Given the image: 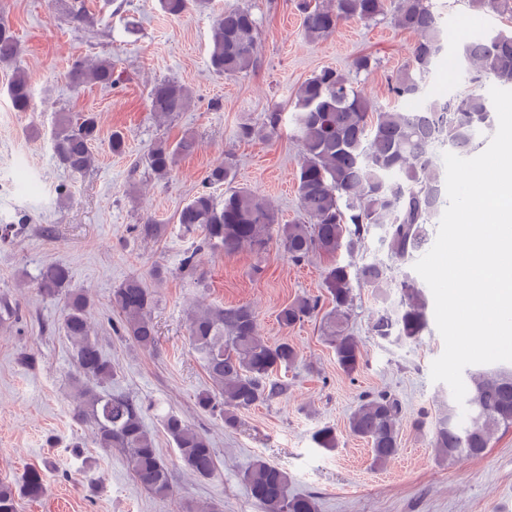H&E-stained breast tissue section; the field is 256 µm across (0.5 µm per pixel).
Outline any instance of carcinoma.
<instances>
[{
	"instance_id": "carcinoma-1",
	"label": "carcinoma",
	"mask_w": 512,
	"mask_h": 512,
	"mask_svg": "<svg viewBox=\"0 0 512 512\" xmlns=\"http://www.w3.org/2000/svg\"><path fill=\"white\" fill-rule=\"evenodd\" d=\"M473 6L512 20V0H471ZM303 37L316 42L332 36L341 23L358 19L375 22L385 16L387 0H297ZM397 25L417 35L409 61L387 80L391 97L399 102L416 101L411 109L379 110L364 98L342 72L326 67L297 88L290 103L293 137L301 145L297 171L299 207L307 222L281 224L271 204L246 187L233 185L235 174L228 165L210 170L202 188L179 210L176 223L185 230L199 229L204 243L226 253L247 248L264 254L272 239L290 260L299 263L311 254L335 257L344 249L353 254L365 247L369 235L380 239L397 261H405L425 248L428 226L446 208L441 174L433 162V149L448 146L460 155L473 152L483 133L492 128L487 85H512V34L470 39L457 48L464 79L472 89L447 98L431 97L426 79L446 51V37L439 16L429 0H400L394 16ZM258 20L250 9L227 7L211 29L210 67L228 77L253 69L257 64ZM20 43L10 28L0 23V66L14 64ZM73 87L114 84L112 62L99 59L75 61L68 73ZM8 95L17 112L31 104L28 78L15 74ZM150 110L159 117L189 107L190 91L173 81L153 84ZM283 112L275 105L259 128L244 124L242 140L267 139L276 134ZM97 117L87 113L59 120L53 152L60 165L74 173L94 163L93 142L98 139ZM196 142L183 137L174 144L156 143L146 162L159 180L172 171L177 156L195 150ZM230 185L224 200L216 202L210 188ZM385 299L387 278L379 262L356 269L334 263L325 272L331 308L322 311V299L303 296L285 304L277 313L283 329L321 315L325 340L336 354V364L346 374L357 371L361 354L348 332L352 282ZM39 288L48 297H64L61 328L71 344L75 367L74 413L93 424L99 448H119L134 479L158 498L172 495L169 468L143 421L142 407L126 395L105 391L116 373L98 340L91 336L90 301L70 288V271L48 265L39 275ZM395 288L397 308L382 309L371 325L374 335L397 341L415 340L427 328L425 303L413 278H402ZM156 295L138 276L112 289L111 305L121 319L122 335L129 343L153 350L158 343L152 318ZM189 339L199 354L210 387L199 392L197 407L224 417V427L238 426V413L268 402L286 391L276 378L278 371L294 364L295 346L284 339L269 344L256 335V318L244 305L216 307L192 314ZM469 421L458 423L457 407L450 403L432 429V447L438 457L452 461L460 455L479 457L490 448L493 432L512 427V372L473 373L466 388ZM403 405L386 392L368 394L349 417L352 436L365 441L372 463L384 466L400 451L399 421ZM162 427L174 442L184 467L202 479L216 470L214 448L205 434L180 415L163 416ZM312 439L325 449L337 447L331 426L317 429ZM243 481L263 512H318L312 495H293L288 474L258 458L243 472ZM44 483L40 472H28L25 484L15 488L0 482V512H18V495L39 497Z\"/></svg>"
}]
</instances>
